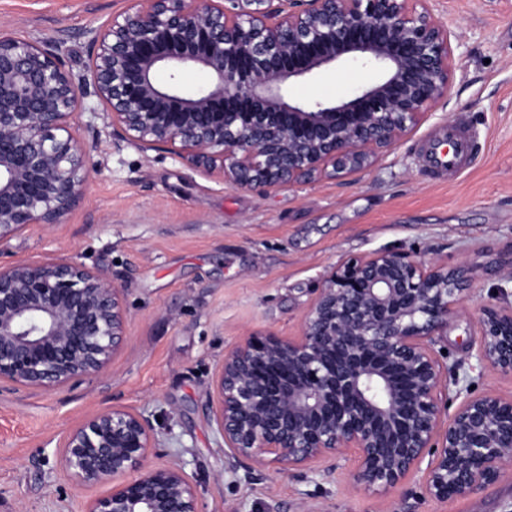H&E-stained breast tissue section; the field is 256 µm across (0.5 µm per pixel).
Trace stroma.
I'll return each mask as SVG.
<instances>
[{"instance_id":"35a3bbf8","label":"stroma","mask_w":512,"mask_h":512,"mask_svg":"<svg viewBox=\"0 0 512 512\" xmlns=\"http://www.w3.org/2000/svg\"><path fill=\"white\" fill-rule=\"evenodd\" d=\"M126 0H0V31L61 43L74 75L89 64L85 29ZM457 35L454 79L417 128L357 173L283 185L263 196L191 170L169 154L115 146L103 122L77 119L90 179L62 223L33 224L0 262L74 259L106 270L124 290L121 348L102 378L50 392L0 390V512H83L100 495L56 475L64 433L94 412L125 406L155 419L157 464L197 474L201 512H512V467L459 498L430 497L421 476L386 498L355 488L347 462L302 479L231 470L209 395L224 352L242 336H299L302 314L340 261L379 249L465 265V313L436 348L449 375L475 392L512 398V376L480 364L478 308L512 252V0H428ZM374 74L356 63L297 83L301 99H339ZM460 123L477 139L466 166L427 175V139Z\"/></svg>"}]
</instances>
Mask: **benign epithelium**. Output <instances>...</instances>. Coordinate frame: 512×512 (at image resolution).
<instances>
[{"instance_id": "7a95c632", "label": "benign epithelium", "mask_w": 512, "mask_h": 512, "mask_svg": "<svg viewBox=\"0 0 512 512\" xmlns=\"http://www.w3.org/2000/svg\"><path fill=\"white\" fill-rule=\"evenodd\" d=\"M87 31L88 75L61 43L0 33V246L58 224L87 183L75 117L116 146L164 150L265 195L374 165L448 95L453 33L426 0H128ZM347 62L378 77L342 99H297L298 79ZM170 82L156 80L159 69ZM205 70L188 89L178 75ZM93 99L94 104L87 103ZM468 268L413 252L351 257L325 278L301 334H250L224 352L211 405L231 468L306 476L352 465L378 497L421 473L438 501L512 466V399L465 386L453 415L438 337L464 312ZM124 289L81 262L0 264V385L53 391L103 377L125 332ZM478 360L512 375V304H484ZM156 430L112 407L70 429L56 464L76 486L109 484L84 512H201L195 476L151 465Z\"/></svg>"}]
</instances>
